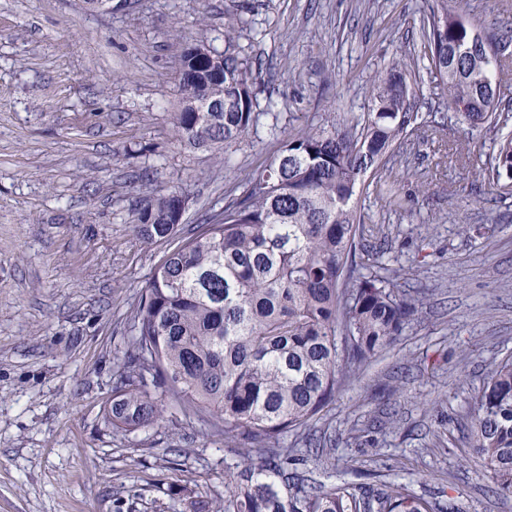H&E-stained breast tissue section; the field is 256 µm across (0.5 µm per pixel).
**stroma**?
<instances>
[{"label": "stroma", "mask_w": 512, "mask_h": 512, "mask_svg": "<svg viewBox=\"0 0 512 512\" xmlns=\"http://www.w3.org/2000/svg\"><path fill=\"white\" fill-rule=\"evenodd\" d=\"M512 86V0H460ZM428 0H0V512H222L224 475L244 454L213 418L173 395L159 421L128 432L107 416L121 383L131 319L166 254L242 194L286 133L369 111L392 60L428 65ZM240 15L243 55L272 115L218 150L174 139L183 50L224 49ZM436 138L411 137L388 174L399 207L358 199L367 243L421 305L397 343L295 449L308 476L354 486L408 485L459 512H512L482 461L453 447L471 397L512 356V194L483 181L496 129L471 133L431 75L413 86ZM456 158L436 170L439 147ZM188 200L175 240L135 230L145 199Z\"/></svg>", "instance_id": "35a3bbf8"}]
</instances>
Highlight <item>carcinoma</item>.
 Masks as SVG:
<instances>
[{"mask_svg": "<svg viewBox=\"0 0 512 512\" xmlns=\"http://www.w3.org/2000/svg\"><path fill=\"white\" fill-rule=\"evenodd\" d=\"M448 2L430 0L423 17L430 73L471 129H505L512 112L492 101L504 96L492 55L484 44L472 47L477 25ZM238 27L225 19L224 52L195 45L180 57L172 128L184 146L217 148L258 130L259 69L239 55ZM414 75L393 62L374 77L369 112L288 135L224 216L163 260L136 307L112 427L130 431L162 418L164 400L150 394V383L167 386L187 410L212 414L225 442L250 449L225 477L224 512H442L403 486L357 491L300 475L281 447L392 347L418 311V299L394 278L355 260L365 175L397 206L378 171L416 129L441 131L399 90L398 81ZM491 160L496 176L512 178V131L495 140ZM175 195L145 200L135 225L143 239L175 233ZM458 442L482 458L496 493L512 497L511 358L490 371Z\"/></svg>", "mask_w": 512, "mask_h": 512, "instance_id": "cac0c4a2", "label": "carcinoma"}]
</instances>
